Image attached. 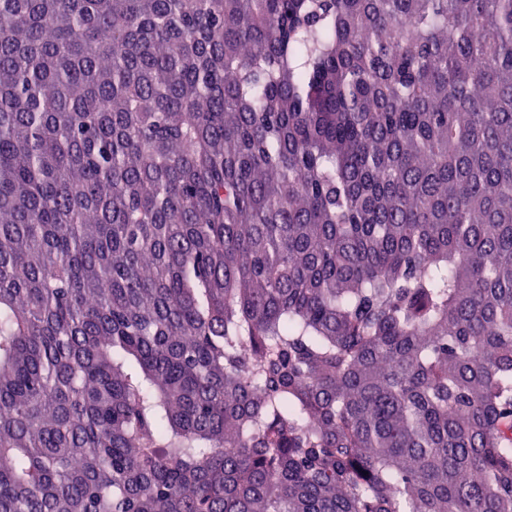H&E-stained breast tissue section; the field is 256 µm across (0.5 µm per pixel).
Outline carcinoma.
Segmentation results:
<instances>
[{
	"label": "carcinoma",
	"mask_w": 512,
	"mask_h": 512,
	"mask_svg": "<svg viewBox=\"0 0 512 512\" xmlns=\"http://www.w3.org/2000/svg\"><path fill=\"white\" fill-rule=\"evenodd\" d=\"M0 512H512V0H0Z\"/></svg>",
	"instance_id": "obj_1"
}]
</instances>
